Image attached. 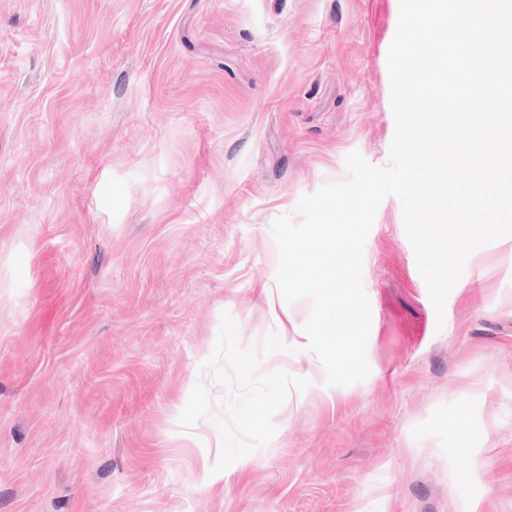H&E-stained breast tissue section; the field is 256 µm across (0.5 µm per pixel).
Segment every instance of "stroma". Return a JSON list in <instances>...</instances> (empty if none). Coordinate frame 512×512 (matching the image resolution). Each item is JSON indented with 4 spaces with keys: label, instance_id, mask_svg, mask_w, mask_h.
Here are the masks:
<instances>
[{
    "label": "stroma",
    "instance_id": "stroma-1",
    "mask_svg": "<svg viewBox=\"0 0 512 512\" xmlns=\"http://www.w3.org/2000/svg\"><path fill=\"white\" fill-rule=\"evenodd\" d=\"M399 0H0V512H512V252L436 316L381 203L362 382L329 386L274 220L389 163ZM269 289L270 300L260 292ZM290 318H283L282 309ZM309 380L212 474L223 315ZM213 403L179 417L196 384Z\"/></svg>",
    "mask_w": 512,
    "mask_h": 512
}]
</instances>
